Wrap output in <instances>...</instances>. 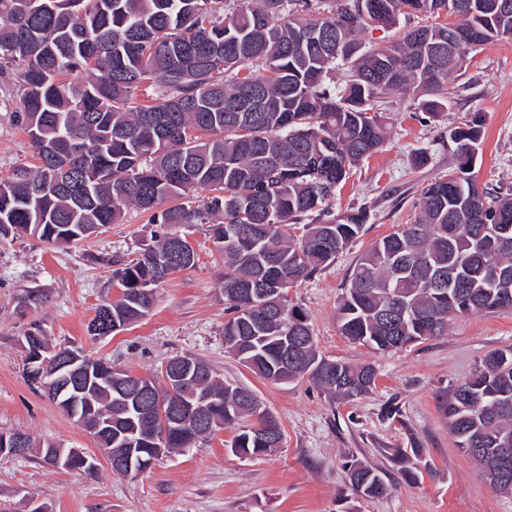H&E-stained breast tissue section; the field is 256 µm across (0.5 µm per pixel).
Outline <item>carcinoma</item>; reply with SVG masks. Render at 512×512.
<instances>
[{
	"label": "carcinoma",
	"instance_id": "cac0c4a2",
	"mask_svg": "<svg viewBox=\"0 0 512 512\" xmlns=\"http://www.w3.org/2000/svg\"><path fill=\"white\" fill-rule=\"evenodd\" d=\"M0 0V70L22 87L18 122L36 164L0 180V236L24 232L53 246L120 224L125 209L151 212L154 232L138 255L112 270L120 298L112 318L129 325L149 315L156 288L195 267L197 252L171 257L178 228L210 224L224 257V349L275 383L308 379L329 397L354 400L376 387L370 364L351 365L318 350L307 317L286 290L329 266L357 238L364 212L314 224L353 167L378 152L387 123L371 102L419 91L423 109H448L449 85L478 46L512 39V0ZM436 21L388 46L361 52L368 28H392L401 15ZM343 66L341 83L326 79ZM153 93L135 95L143 82ZM480 114L449 131L455 167L420 192L418 215L376 240L357 261L338 309L339 331L375 351L424 343L456 317L512 309V195H495L471 176ZM198 187L210 196L195 200ZM176 200L178 204L166 206ZM301 225L302 234L292 233ZM463 232L448 237V225ZM303 336L298 361L283 353ZM88 392L55 399L87 417L82 429L112 457L159 460L155 438L174 453L239 421L231 449L259 456L278 447L279 422L246 388L205 377L164 391L151 418L126 409L113 366L84 356ZM213 397L201 434L192 422H165L160 410L195 394ZM456 447L483 474L512 448V349L489 353L441 406ZM44 462L55 448L25 435ZM406 479L420 449H384ZM352 490L384 497L382 468L351 460Z\"/></svg>",
	"mask_w": 512,
	"mask_h": 512
}]
</instances>
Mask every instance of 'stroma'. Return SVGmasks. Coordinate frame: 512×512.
Listing matches in <instances>:
<instances>
[{
	"mask_svg": "<svg viewBox=\"0 0 512 512\" xmlns=\"http://www.w3.org/2000/svg\"><path fill=\"white\" fill-rule=\"evenodd\" d=\"M21 90L0 77V179L33 163L16 116ZM390 128L378 153L353 169L330 203L333 215L366 211L360 237L311 279L288 288V303L307 317L322 354L377 371L373 393L333 401L302 380L273 384L224 351V262L205 224L188 227L195 268L159 286L148 316L93 338L97 309L119 298L112 270L100 257L128 259L155 226L150 213L128 208L122 223L99 235L55 247L26 234L0 237V430L97 453L94 439L23 374L21 336L40 326L52 345L86 354L137 375L159 373L176 355L207 362L224 381L254 391L281 426L280 448L254 458L234 454L227 427L195 447L163 457L136 478L60 470L33 457L0 460V512H512V496L493 489L479 466L454 445L440 405L487 354L512 348V310L450 321L445 335L396 352L350 343L338 330V306L359 256L394 226L412 223L421 189L454 166L451 128L471 113L484 116L473 175L479 185L512 193V40L470 54L448 111L432 118L413 96L375 103ZM429 161L416 167L414 156ZM40 302L33 303L29 294ZM418 448L416 480L402 479L382 451ZM385 467L387 496L364 499L350 488L345 464Z\"/></svg>",
	"mask_w": 512,
	"mask_h": 512,
	"instance_id": "1",
	"label": "stroma"
}]
</instances>
